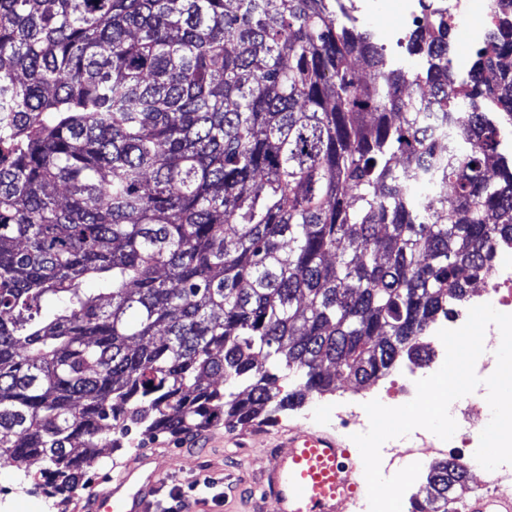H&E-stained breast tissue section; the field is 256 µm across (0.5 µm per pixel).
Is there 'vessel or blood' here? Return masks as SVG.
I'll return each mask as SVG.
<instances>
[{
    "mask_svg": "<svg viewBox=\"0 0 512 512\" xmlns=\"http://www.w3.org/2000/svg\"><path fill=\"white\" fill-rule=\"evenodd\" d=\"M275 463L261 489L277 512H345L364 482L363 470L335 436L291 428L277 440ZM161 478L158 472L124 471L103 491L84 500V512H146ZM462 512H512V493L493 491L461 500Z\"/></svg>",
    "mask_w": 512,
    "mask_h": 512,
    "instance_id": "1",
    "label": "vessel or blood"
}]
</instances>
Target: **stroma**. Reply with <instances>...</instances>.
Segmentation results:
<instances>
[{
  "mask_svg": "<svg viewBox=\"0 0 512 512\" xmlns=\"http://www.w3.org/2000/svg\"><path fill=\"white\" fill-rule=\"evenodd\" d=\"M403 24L401 0H369L357 14L358 27L378 28L385 45ZM334 403V395H316L298 409L263 415L245 426L227 428L219 423L189 438H143L135 433L134 449L116 451L107 464L90 465L87 476L94 485L126 467L160 472L163 482L151 498V512H166L177 496L187 503L188 512H274L273 503L252 489L274 463L270 446L276 435L291 427L328 430L352 456H359L352 428L327 420Z\"/></svg>",
  "mask_w": 512,
  "mask_h": 512,
  "instance_id": "obj_1",
  "label": "stroma"
}]
</instances>
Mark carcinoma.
Instances as JSON below:
<instances>
[{
    "mask_svg": "<svg viewBox=\"0 0 512 512\" xmlns=\"http://www.w3.org/2000/svg\"><path fill=\"white\" fill-rule=\"evenodd\" d=\"M355 22L0 0V464L32 490L61 505L134 429L244 425L428 358L512 246V15L463 81L443 13L407 38L417 73ZM467 475L433 461L413 512Z\"/></svg>",
    "mask_w": 512,
    "mask_h": 512,
    "instance_id": "obj_1",
    "label": "carcinoma"
}]
</instances>
